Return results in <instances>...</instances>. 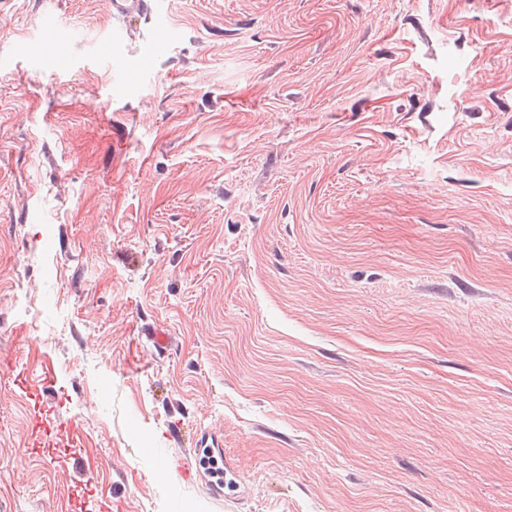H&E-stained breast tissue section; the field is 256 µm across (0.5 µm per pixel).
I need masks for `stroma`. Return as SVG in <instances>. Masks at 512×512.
Listing matches in <instances>:
<instances>
[{
    "mask_svg": "<svg viewBox=\"0 0 512 512\" xmlns=\"http://www.w3.org/2000/svg\"><path fill=\"white\" fill-rule=\"evenodd\" d=\"M105 503L512 512V0H0V512ZM154 0H112V14L117 17H142L149 14Z\"/></svg>",
    "mask_w": 512,
    "mask_h": 512,
    "instance_id": "stroma-1",
    "label": "stroma"
}]
</instances>
